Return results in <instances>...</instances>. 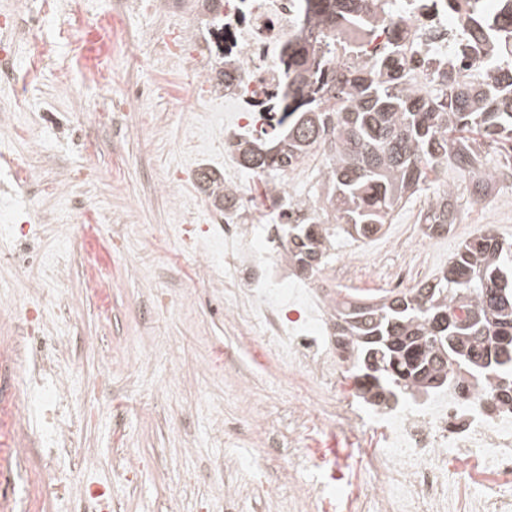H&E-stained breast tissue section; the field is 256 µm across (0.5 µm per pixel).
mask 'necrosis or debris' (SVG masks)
Returning <instances> with one entry per match:
<instances>
[{
  "label": "necrosis or debris",
  "mask_w": 512,
  "mask_h": 512,
  "mask_svg": "<svg viewBox=\"0 0 512 512\" xmlns=\"http://www.w3.org/2000/svg\"><path fill=\"white\" fill-rule=\"evenodd\" d=\"M295 0H224V67L234 80L224 106L237 115L224 137V186L240 197L241 213L225 215L203 265L224 256V316L274 344L280 360L298 370L310 404L299 414L305 436L330 420L372 432L376 446L367 463L377 474L374 493L385 512H512L501 494L512 484V402L490 399L487 388L465 373L425 399L380 403L360 396L339 379L344 363L332 318L312 280L288 266V227L311 210L297 206V182L283 176L274 190L251 192L239 181L234 144L240 131L265 135L288 83L279 65L288 38L298 30ZM461 27L439 0H403L390 28L348 29L336 37V63L372 61L386 52L404 61L407 81L420 93L436 87L449 45ZM463 471L483 486L459 505L449 471Z\"/></svg>",
  "instance_id": "4bbe7bcc"
}]
</instances>
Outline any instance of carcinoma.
<instances>
[{"mask_svg":"<svg viewBox=\"0 0 512 512\" xmlns=\"http://www.w3.org/2000/svg\"><path fill=\"white\" fill-rule=\"evenodd\" d=\"M224 0H199L210 23L224 30L215 11ZM393 0H297L306 23L288 37L283 55L288 94L273 133L237 142L247 174L270 184L288 169L320 154L318 176L328 187L332 219L317 216L290 228L292 270L311 278L326 264L334 234L369 237L388 223L403 199L451 168L469 179L475 204L489 194L483 177L487 158L480 143L499 148L494 172L512 178V0L491 15L481 0H446L448 15L465 24L454 47L460 61L469 46H486L481 80L450 69L440 73L438 94L425 99L404 81L395 54L371 64L336 68V30L392 23ZM200 190L219 209L234 211L236 198L202 167ZM459 216L452 185L433 191L420 223L428 234L448 233ZM338 336L349 351L353 378L362 395L397 400L427 393L443 383L423 384L420 375L463 371L512 400V244L490 229L465 241L436 276L400 294L336 301Z\"/></svg>","mask_w":512,"mask_h":512,"instance_id":"cac0c4a2","label":"carcinoma"}]
</instances>
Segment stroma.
Segmentation results:
<instances>
[{
	"instance_id": "35a3bbf8",
	"label": "stroma",
	"mask_w": 512,
	"mask_h": 512,
	"mask_svg": "<svg viewBox=\"0 0 512 512\" xmlns=\"http://www.w3.org/2000/svg\"><path fill=\"white\" fill-rule=\"evenodd\" d=\"M106 12L123 35L108 91L76 53L84 30ZM34 39L52 43L54 53L23 92L0 83V104L22 100L21 111H0V151L23 154L32 169L21 185L0 167V200L13 202L0 225L19 229L0 235V299L17 309L0 315V402L21 380L26 309L63 347L46 384L74 371L82 383L60 413L73 440L59 461L77 472L78 489L37 493L32 512H84L82 488L106 491L116 512H336L346 493L340 472L373 484L366 459L342 427L329 425L313 458L329 501L307 496L289 469L299 404L282 383L294 371L273 358L255 361L251 341L224 317L223 265L199 264L216 230L197 172L223 173L232 115L190 64L211 49L192 0H168L162 10L154 0L136 9L126 0H83L78 15H50L8 37L15 63L24 64ZM137 86L151 95L136 111L96 125V113ZM68 169L82 171L83 208L99 217L96 246L110 266V287L95 288L88 245L67 212L61 175ZM431 196L422 190L403 200L371 240H340L334 292L385 294L402 266L413 281L425 280L488 227L512 243V184L493 185L449 234L432 239L418 222ZM256 416L263 420L257 435L224 428L228 419ZM42 427L36 406L0 441V512H11L28 492L27 476L43 469V452L28 444ZM268 437L276 453H267Z\"/></svg>"
}]
</instances>
